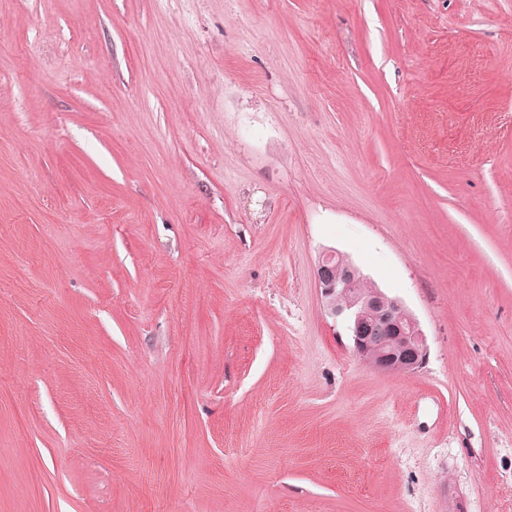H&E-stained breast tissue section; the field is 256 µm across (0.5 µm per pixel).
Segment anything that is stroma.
<instances>
[{"label": "stroma", "instance_id": "stroma-1", "mask_svg": "<svg viewBox=\"0 0 512 512\" xmlns=\"http://www.w3.org/2000/svg\"><path fill=\"white\" fill-rule=\"evenodd\" d=\"M0 512H512V0H0ZM315 280L327 314L346 325L350 346L361 360L385 373H411L422 367L426 339L400 299L377 288L333 248L320 255Z\"/></svg>", "mask_w": 512, "mask_h": 512}]
</instances>
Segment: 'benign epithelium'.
Listing matches in <instances>:
<instances>
[{"instance_id":"obj_1","label":"benign epithelium","mask_w":512,"mask_h":512,"mask_svg":"<svg viewBox=\"0 0 512 512\" xmlns=\"http://www.w3.org/2000/svg\"><path fill=\"white\" fill-rule=\"evenodd\" d=\"M315 280L327 314L345 325L353 352L373 369L411 373L427 356L425 336L404 303L369 281L334 248L325 249Z\"/></svg>"}]
</instances>
